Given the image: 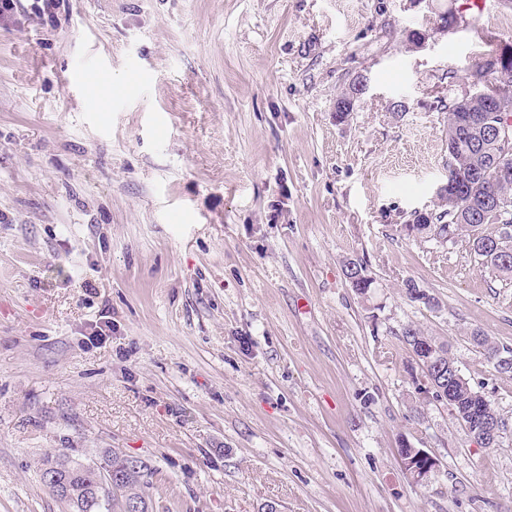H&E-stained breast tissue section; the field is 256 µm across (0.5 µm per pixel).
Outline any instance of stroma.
<instances>
[{
	"label": "stroma",
	"mask_w": 512,
	"mask_h": 512,
	"mask_svg": "<svg viewBox=\"0 0 512 512\" xmlns=\"http://www.w3.org/2000/svg\"><path fill=\"white\" fill-rule=\"evenodd\" d=\"M19 5L0 24V512H68L44 456L112 452L146 463L149 512H512V375L471 339L512 349V281L407 229L447 181L437 100L512 44V0ZM409 324L493 403L497 447L416 393ZM404 439L437 455L427 485Z\"/></svg>",
	"instance_id": "stroma-1"
}]
</instances>
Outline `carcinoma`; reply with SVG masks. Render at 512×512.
Returning a JSON list of instances; mask_svg holds the SVG:
<instances>
[{
  "mask_svg": "<svg viewBox=\"0 0 512 512\" xmlns=\"http://www.w3.org/2000/svg\"><path fill=\"white\" fill-rule=\"evenodd\" d=\"M466 95L440 100V108L448 112V167L466 178V204L452 200L448 207L439 211L413 213L410 229L423 239L434 240L443 233L451 238L465 232L471 252L481 264L491 268L500 277L512 278V232L504 233L501 224L512 226V183L495 187L476 176L478 169L490 165L504 151L512 152V140L507 144L490 140L480 134V128L491 127L501 122L502 115L496 108L479 106L469 109L464 105ZM406 349L414 347V342H430L440 350L448 345L433 336H426L417 327L407 325L401 332ZM448 388L453 390L456 404L451 415L466 412L473 408V396L477 392L465 378L448 375ZM127 458L112 453L106 455L104 464L84 465L62 454L48 456L42 462L40 472L53 471L63 492L56 494L70 512H109L115 501L126 506L131 499H144L143 473L146 465L126 477L120 486L108 483L110 469L124 468Z\"/></svg>",
  "mask_w": 512,
  "mask_h": 512,
  "instance_id": "cac0c4a2",
  "label": "carcinoma"
}]
</instances>
